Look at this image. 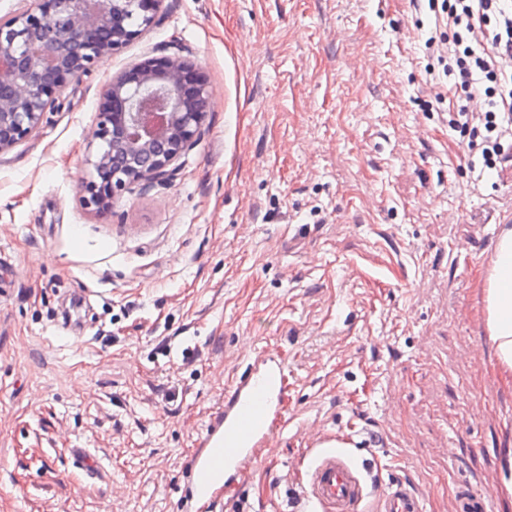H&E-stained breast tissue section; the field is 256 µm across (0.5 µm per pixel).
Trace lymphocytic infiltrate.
Here are the masks:
<instances>
[{"instance_id": "1", "label": "lymphocytic infiltrate", "mask_w": 512, "mask_h": 512, "mask_svg": "<svg viewBox=\"0 0 512 512\" xmlns=\"http://www.w3.org/2000/svg\"><path fill=\"white\" fill-rule=\"evenodd\" d=\"M428 2L425 48L458 98L450 125L494 168L512 139V0Z\"/></svg>"}]
</instances>
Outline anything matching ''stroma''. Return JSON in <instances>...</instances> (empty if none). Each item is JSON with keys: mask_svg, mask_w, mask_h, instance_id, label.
Masks as SVG:
<instances>
[{"mask_svg": "<svg viewBox=\"0 0 512 512\" xmlns=\"http://www.w3.org/2000/svg\"><path fill=\"white\" fill-rule=\"evenodd\" d=\"M432 17L412 0H164L0 155V512H185L201 433L267 350L288 427L216 512H303L324 433L374 461L373 494L403 478L425 512L463 489L512 512V388L479 280L512 161L483 172L432 110ZM174 54L208 78L199 141L86 209L108 81Z\"/></svg>", "mask_w": 512, "mask_h": 512, "instance_id": "obj_1", "label": "stroma"}]
</instances>
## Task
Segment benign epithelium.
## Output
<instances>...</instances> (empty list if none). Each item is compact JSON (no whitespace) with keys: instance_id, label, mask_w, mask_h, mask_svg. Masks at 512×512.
Wrapping results in <instances>:
<instances>
[{"instance_id":"benign-epithelium-1","label":"benign epithelium","mask_w":512,"mask_h":512,"mask_svg":"<svg viewBox=\"0 0 512 512\" xmlns=\"http://www.w3.org/2000/svg\"><path fill=\"white\" fill-rule=\"evenodd\" d=\"M163 2L39 0L1 21L0 154L37 132L73 80L138 38ZM208 107L206 76L178 55L145 57L112 78L91 134L82 203L104 214L129 186L168 176L197 142Z\"/></svg>"}]
</instances>
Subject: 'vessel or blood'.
Wrapping results in <instances>:
<instances>
[{
	"mask_svg": "<svg viewBox=\"0 0 512 512\" xmlns=\"http://www.w3.org/2000/svg\"><path fill=\"white\" fill-rule=\"evenodd\" d=\"M288 374L276 352L256 354L212 415L191 457V512H212L221 493L249 478L286 426ZM310 512H361L372 487L370 465L357 458L350 438L323 435L307 450ZM374 512H423L419 495L401 479L390 482Z\"/></svg>",
	"mask_w": 512,
	"mask_h": 512,
	"instance_id": "obj_1",
	"label": "vessel or blood"
}]
</instances>
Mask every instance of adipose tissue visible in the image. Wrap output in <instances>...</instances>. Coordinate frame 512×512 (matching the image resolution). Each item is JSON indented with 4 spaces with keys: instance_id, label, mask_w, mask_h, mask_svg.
<instances>
[{
    "instance_id": "1",
    "label": "adipose tissue",
    "mask_w": 512,
    "mask_h": 512,
    "mask_svg": "<svg viewBox=\"0 0 512 512\" xmlns=\"http://www.w3.org/2000/svg\"><path fill=\"white\" fill-rule=\"evenodd\" d=\"M488 286L481 291L487 338L495 372L512 386V225L502 224L494 241Z\"/></svg>"
}]
</instances>
